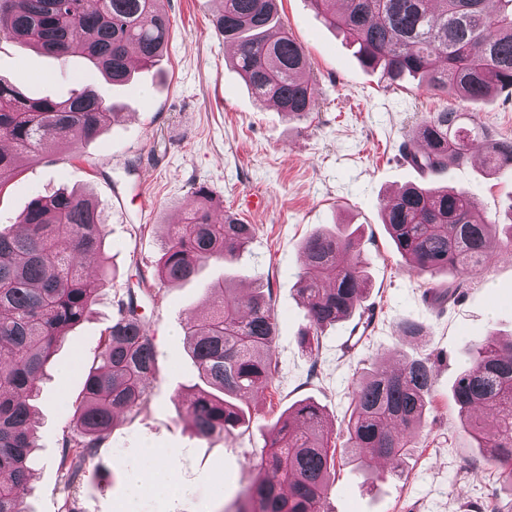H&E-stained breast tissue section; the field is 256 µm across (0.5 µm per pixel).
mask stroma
<instances>
[{
  "label": "stroma",
  "instance_id": "obj_1",
  "mask_svg": "<svg viewBox=\"0 0 512 512\" xmlns=\"http://www.w3.org/2000/svg\"><path fill=\"white\" fill-rule=\"evenodd\" d=\"M164 4L171 22L167 50L123 87L112 86L83 57L61 62L0 40L1 80L31 97L65 98L88 87L123 115L79 148L20 156L15 177L0 189V225L13 224L34 197L61 188L87 192L107 216L104 251L85 257L83 265L90 276L104 269L109 275L92 313L57 347L36 402L38 447L20 492L26 512H116L127 471L143 463L150 448L163 450L188 493L170 503L142 492L138 512H221L261 478L266 435L288 407L312 400L338 432L356 376L398 369L407 356L431 358L435 378L416 446L401 465L372 462L371 485L352 466L337 469L330 512H483L492 473L461 425L452 388L474 344L491 333L512 336V255L476 267L465 293L436 307L423 297L430 277L412 271L398 254L381 209L403 186L427 180L401 152L423 116L446 108L472 111L495 136L512 139V96L498 93L471 105L416 80L389 82L364 67L344 34L317 19L307 0H280L279 14L308 55L318 91L309 118L291 122L258 102L232 67L233 51L212 25L217 0ZM440 181L472 192L489 219L512 222L511 176L489 178L481 166L465 163L450 167ZM199 187L254 225L253 239L235 263L213 261L191 281L159 284L167 227L181 219ZM254 195L264 200L261 209H247ZM337 224L356 234L371 281L365 307L379 317L367 339L346 352L339 340L350 335L354 319L325 328L313 356L299 343L306 325L296 292L300 244L314 230ZM218 281L245 294L259 284L269 291L277 368L268 391L240 399L248 426L205 438L179 413L173 396L201 384L183 325L209 312L213 299L206 288ZM140 286L160 289L157 299H140L157 354L147 402L140 411L119 414L80 477L66 484L59 462L74 404L97 362L116 300ZM407 320L422 325V340L401 336Z\"/></svg>",
  "mask_w": 512,
  "mask_h": 512
}]
</instances>
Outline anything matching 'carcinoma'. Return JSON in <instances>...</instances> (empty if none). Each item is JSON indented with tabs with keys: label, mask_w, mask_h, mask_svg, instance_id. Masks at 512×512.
<instances>
[{
	"label": "carcinoma",
	"mask_w": 512,
	"mask_h": 512,
	"mask_svg": "<svg viewBox=\"0 0 512 512\" xmlns=\"http://www.w3.org/2000/svg\"><path fill=\"white\" fill-rule=\"evenodd\" d=\"M310 3L329 27L347 34L363 63L390 82L420 77L432 90L471 103L512 91V0ZM213 26L234 46V65L257 99L276 105L290 121L309 116L315 106L309 62L281 22L277 0H223ZM169 37L162 0H0V39L60 61L83 56L114 85L128 82L135 65H154ZM120 117L91 90L34 99L0 79V141L14 148L0 151V188L13 177L17 155L37 156L59 144L76 148ZM476 142L490 174L512 172V139L496 138L471 112L425 116L402 154L422 173L441 175L467 162ZM382 223L411 269L430 276L455 272L425 293L440 308L467 288L469 269L486 263L497 248L512 249V224L503 225L504 237L494 242L497 225L479 214L469 192L449 185L402 189L383 207ZM16 225L17 231L0 230V512H25L19 488L30 477L36 447L30 400L38 396L58 342L97 302L100 282L85 272L82 259L101 252L107 236L103 210L68 190L33 198ZM253 233L232 211L214 220L209 192L201 187L182 222L168 227L158 278L186 281L208 262H233ZM301 252L297 281L307 319L301 342L312 350L326 327L363 308L370 283L352 237L339 230L312 233ZM206 291L220 301L208 317L185 324L184 338L212 391L179 393L177 400L196 434L211 437L243 426L246 415L236 400L271 386L276 320L260 287L238 295L217 283ZM98 358L74 404L73 433L63 443L59 467L69 482L102 446L117 414L146 401L156 350L134 292L117 301ZM433 386L432 366L422 359L358 376L341 429L348 462L365 471L372 460L408 458ZM453 396L496 475L487 508L512 512V339L471 348ZM260 469L265 477L245 487L225 512H329L336 451L323 410L310 401L288 408L269 429Z\"/></svg>",
	"instance_id": "obj_1"
}]
</instances>
